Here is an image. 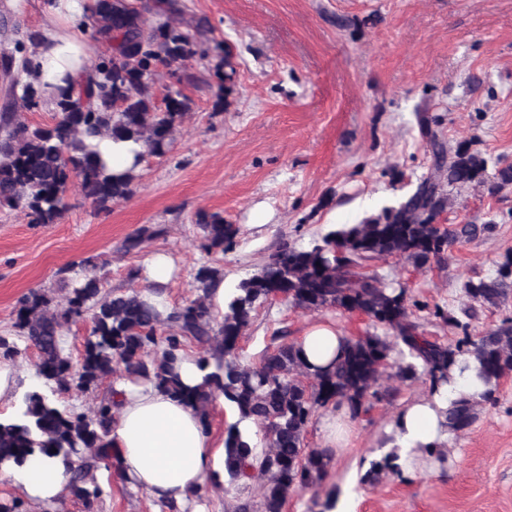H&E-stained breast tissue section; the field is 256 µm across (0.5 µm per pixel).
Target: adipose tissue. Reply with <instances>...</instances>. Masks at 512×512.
<instances>
[{
    "label": "adipose tissue",
    "instance_id": "1",
    "mask_svg": "<svg viewBox=\"0 0 512 512\" xmlns=\"http://www.w3.org/2000/svg\"><path fill=\"white\" fill-rule=\"evenodd\" d=\"M89 0H50V27L32 57L38 88L53 102L78 91L89 68L83 33L75 21ZM342 334L334 327L312 326L300 341L306 362L329 365L340 350ZM119 417L109 434L121 476L155 500L185 503L206 487L224 484V444L215 439L198 413L149 383L120 381L114 386ZM448 402L432 392L403 408L389 427L403 475H412L431 451L446 445ZM14 477L29 500L49 505L67 492L69 474L59 460L39 469L23 468Z\"/></svg>",
    "mask_w": 512,
    "mask_h": 512
}]
</instances>
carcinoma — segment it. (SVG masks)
I'll list each match as a JSON object with an SVG mask.
<instances>
[{"label": "carcinoma", "instance_id": "obj_1", "mask_svg": "<svg viewBox=\"0 0 512 512\" xmlns=\"http://www.w3.org/2000/svg\"><path fill=\"white\" fill-rule=\"evenodd\" d=\"M157 11L169 17L148 32L142 14L124 0L94 9L95 34L113 45L112 59L91 66L79 91L55 103V121L32 126L21 110L38 107L43 98L28 80H21L14 59H0V73L10 88L21 94L0 111V206L24 211L31 224H55L66 210V193L78 182L85 199L105 208L132 193L136 173L112 174L92 141L109 138L142 144V155L164 156L193 101L179 91L157 102L154 85L158 68L181 69L196 55L217 60L216 84H208L214 105L226 103L232 92L236 66L224 43L203 45L176 23L183 12L181 0H153ZM434 172L414 193L359 224L328 231L306 248L284 245L256 274L240 280L224 294V316L213 318L206 302L207 288L220 270L203 266L196 274L202 292L197 299L174 308H158L146 291L105 290V282L86 269L71 279L63 310L48 293L34 290L19 301L14 328L26 348L39 354L42 382L21 395L18 408L0 418V470L36 465L60 458L72 467L70 488L92 512L99 488L85 487L99 462L114 458L108 436L115 422L113 406L100 403L88 413L68 409L61 396L87 391L120 367L137 380L152 383L209 420L208 407L215 393L224 395L237 420L225 430L224 472L228 481L264 479L259 512H282L288 494L318 485L327 475L329 449L304 448V434L315 413L330 405L347 404L351 415L368 411L372 401L389 396L382 387L386 369L397 365V376L412 380L429 377L460 388L447 410L448 427L458 436L476 419L479 402L461 388L470 379V367L458 364L468 354L476 361L475 378L486 387L482 401L490 402L501 380L512 375V320L496 329L471 335L467 326L435 307L433 315L464 330L455 346L428 340L413 320L414 301L406 285L387 283L361 268L369 261L404 258L421 268L441 262L455 245L490 230L488 224H451L440 230L437 219L453 205V192L476 184L493 194L512 185V165L499 167L489 181L491 158L459 142L447 147L429 133ZM205 252L225 253L234 244L238 228L224 223L217 213H201ZM467 297L482 308L498 307L512 296V254L498 264L495 274L465 284ZM281 296L308 310L334 309L366 315L383 334L344 338L341 353L325 370L310 371L296 342H278L259 361L244 366L237 360L239 339L257 308ZM89 318L90 334L80 360L72 362L61 346L60 328L73 319ZM208 346L221 356L217 371L209 372L206 356L198 360L201 382L183 381L184 341ZM407 355L404 364L394 352ZM262 431L258 443L251 426ZM398 455L391 451L371 463L369 474L383 470L401 474Z\"/></svg>", "mask_w": 512, "mask_h": 512}]
</instances>
